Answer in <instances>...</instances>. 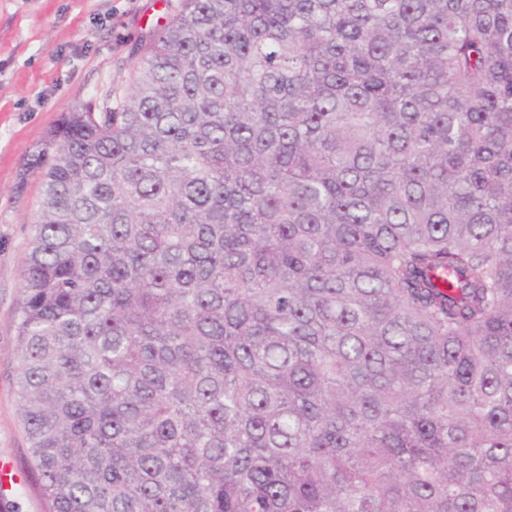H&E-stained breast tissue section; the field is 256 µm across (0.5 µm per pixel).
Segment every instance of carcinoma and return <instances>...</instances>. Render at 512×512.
<instances>
[{
    "label": "carcinoma",
    "instance_id": "carcinoma-1",
    "mask_svg": "<svg viewBox=\"0 0 512 512\" xmlns=\"http://www.w3.org/2000/svg\"><path fill=\"white\" fill-rule=\"evenodd\" d=\"M133 55L37 154L50 512H512V0H180Z\"/></svg>",
    "mask_w": 512,
    "mask_h": 512
}]
</instances>
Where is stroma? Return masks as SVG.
<instances>
[{
	"instance_id": "1",
	"label": "stroma",
	"mask_w": 512,
	"mask_h": 512,
	"mask_svg": "<svg viewBox=\"0 0 512 512\" xmlns=\"http://www.w3.org/2000/svg\"><path fill=\"white\" fill-rule=\"evenodd\" d=\"M178 0H0V463L14 484L0 512H48L29 468L17 396L15 314L37 212L47 131L75 103L127 83L133 46Z\"/></svg>"
}]
</instances>
